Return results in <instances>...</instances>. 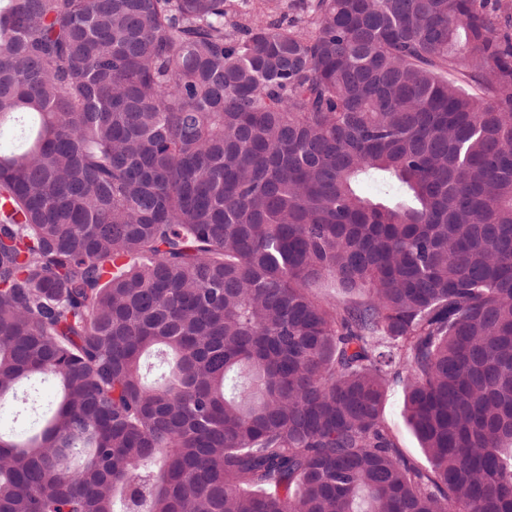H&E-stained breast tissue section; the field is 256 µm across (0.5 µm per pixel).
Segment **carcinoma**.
<instances>
[{"label":"carcinoma","instance_id":"1","mask_svg":"<svg viewBox=\"0 0 512 512\" xmlns=\"http://www.w3.org/2000/svg\"><path fill=\"white\" fill-rule=\"evenodd\" d=\"M306 8L0 0V512H512V0ZM56 384L51 379L34 378L25 381L18 390L19 397L29 394L38 400V414L42 417L49 412L50 403L54 401ZM403 391L400 385H394L388 392L385 403L383 417L390 428L396 435L399 447L405 456L418 463H425L424 457L419 448L418 442L406 425L403 416ZM35 419L36 415L30 412L29 405L22 404L21 401L0 404V424L4 431L24 433L31 429Z\"/></svg>","mask_w":512,"mask_h":512}]
</instances>
